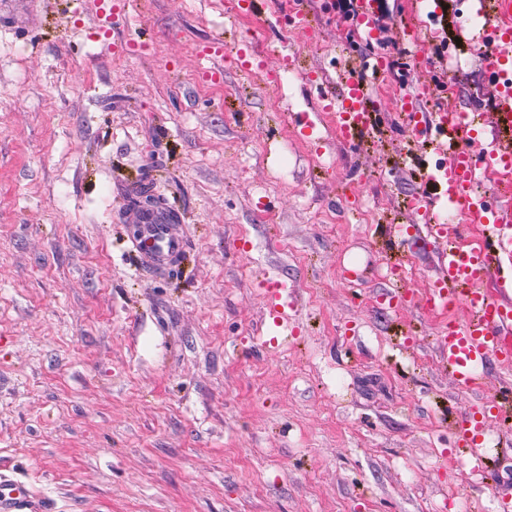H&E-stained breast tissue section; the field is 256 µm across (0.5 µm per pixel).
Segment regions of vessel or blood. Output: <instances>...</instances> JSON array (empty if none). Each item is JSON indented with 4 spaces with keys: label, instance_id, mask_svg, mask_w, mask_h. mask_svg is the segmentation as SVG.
Masks as SVG:
<instances>
[{
    "label": "vessel or blood",
    "instance_id": "obj_1",
    "mask_svg": "<svg viewBox=\"0 0 512 512\" xmlns=\"http://www.w3.org/2000/svg\"><path fill=\"white\" fill-rule=\"evenodd\" d=\"M498 17L490 20L494 31L486 72L495 87L496 143L492 150L476 155L472 130L460 122L449 120L447 113H437L427 126H418L419 135L435 143L448 154V165L438 167L433 179L444 187L446 199L420 197L414 207L431 221V235L441 240L443 268L431 288L427 289L425 305L430 309L459 305L467 309L462 322L449 323L438 332L437 343L445 357L444 366L451 379L463 390L481 385L482 367L489 358L512 361V301L488 292L486 281L492 269L512 265V225H493L476 246L462 244L465 225L439 224L435 218L445 204L466 209L474 223L487 219V209L473 197L471 187L479 167L494 168L512 165V0H498ZM203 75L210 80L224 76V41L214 38L202 52ZM343 91L337 98H322L323 109L335 110L339 134L344 141L362 138L372 125L367 107L369 92L365 81L354 72L345 73ZM128 219L141 225L142 235L135 239L134 250L144 263L161 271H171L186 251L185 240L176 233L165 214L130 210ZM266 305L276 326L288 321L289 303L280 288L266 291ZM456 454L461 460L473 462L479 473L489 467L480 454L487 437L485 423L477 412H470L457 423ZM0 512H54L49 501L34 497L28 488L7 476H0Z\"/></svg>",
    "mask_w": 512,
    "mask_h": 512
}]
</instances>
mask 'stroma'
Instances as JSON below:
<instances>
[{"mask_svg": "<svg viewBox=\"0 0 512 512\" xmlns=\"http://www.w3.org/2000/svg\"><path fill=\"white\" fill-rule=\"evenodd\" d=\"M26 2L28 27L0 11V473L55 512H496L512 420L487 407L512 366L458 389L433 344L439 317L380 301L390 267L407 263L413 290L437 274L441 245L405 200L436 193L420 175L444 157L417 145L401 105L426 85L436 111L459 61V107L491 89L469 51L478 0H447L440 17L432 0H371L372 38L361 0H301L314 41L285 0L256 14L124 0L107 37L96 0ZM421 22L441 35L419 54L404 29ZM219 34L224 79L201 82ZM287 54L302 77L267 83ZM374 56L387 65L370 79L374 133L350 147L309 86L336 90ZM140 181L177 213L175 271L132 250L124 210ZM270 282L292 303L282 339ZM478 408L497 473L471 488L448 439Z\"/></svg>", "mask_w": 512, "mask_h": 512, "instance_id": "35a3bbf8", "label": "stroma"}]
</instances>
